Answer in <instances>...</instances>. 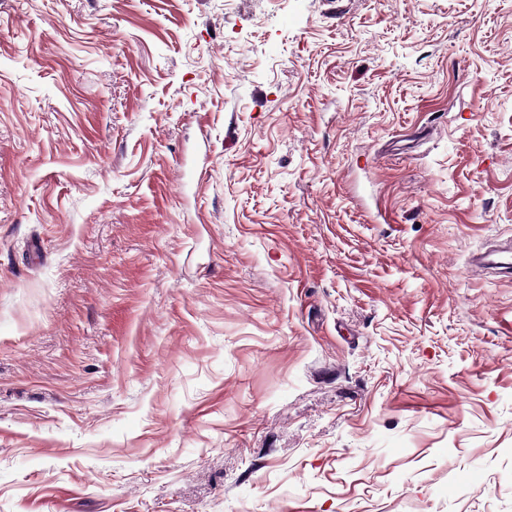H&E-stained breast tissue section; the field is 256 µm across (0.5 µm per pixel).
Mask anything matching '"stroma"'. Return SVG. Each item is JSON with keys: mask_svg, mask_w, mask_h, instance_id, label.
Listing matches in <instances>:
<instances>
[{"mask_svg": "<svg viewBox=\"0 0 512 512\" xmlns=\"http://www.w3.org/2000/svg\"><path fill=\"white\" fill-rule=\"evenodd\" d=\"M512 0H0V512H512Z\"/></svg>", "mask_w": 512, "mask_h": 512, "instance_id": "stroma-1", "label": "stroma"}]
</instances>
